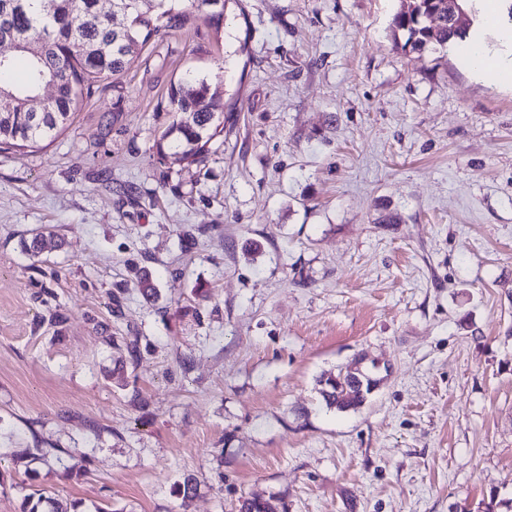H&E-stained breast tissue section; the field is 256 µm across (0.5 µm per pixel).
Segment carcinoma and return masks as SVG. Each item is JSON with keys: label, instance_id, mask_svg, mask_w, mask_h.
<instances>
[{"label": "carcinoma", "instance_id": "cac0c4a2", "mask_svg": "<svg viewBox=\"0 0 512 512\" xmlns=\"http://www.w3.org/2000/svg\"><path fill=\"white\" fill-rule=\"evenodd\" d=\"M228 0H0V40L19 45L15 54L0 60V149L24 150L63 131L83 97L92 96L98 83L118 78L127 58L152 37L166 31L190 29L196 12L211 8V17H224ZM440 0H412L408 10L393 19L395 33L405 36L403 48L421 51L463 39L471 26L457 27L448 14L438 12ZM120 15L126 24L116 27ZM50 84L54 93L41 95ZM175 118L157 144L160 160L200 163L211 140L223 131L222 92L205 77L180 80L170 95ZM53 233L38 231L27 248L43 251ZM381 379L366 370L354 376L337 370L323 373L319 394L329 409L347 412L360 408ZM69 512L68 506L39 495L27 496L22 512ZM239 512H286L280 498L244 497Z\"/></svg>", "mask_w": 512, "mask_h": 512}]
</instances>
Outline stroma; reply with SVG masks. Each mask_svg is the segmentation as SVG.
Returning <instances> with one entry per match:
<instances>
[{
	"label": "stroma",
	"mask_w": 512,
	"mask_h": 512,
	"mask_svg": "<svg viewBox=\"0 0 512 512\" xmlns=\"http://www.w3.org/2000/svg\"><path fill=\"white\" fill-rule=\"evenodd\" d=\"M400 6L201 10L54 141L0 151V512L34 492L80 512L512 498V87L402 49ZM189 74L223 79L224 130L162 165ZM361 356L383 383L327 409L319 377ZM239 512H286L285 504L280 498L269 496L244 497L239 503Z\"/></svg>",
	"instance_id": "35a3bbf8"
}]
</instances>
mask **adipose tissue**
I'll return each instance as SVG.
<instances>
[{
	"label": "adipose tissue",
	"instance_id": "1",
	"mask_svg": "<svg viewBox=\"0 0 512 512\" xmlns=\"http://www.w3.org/2000/svg\"><path fill=\"white\" fill-rule=\"evenodd\" d=\"M481 15L489 31L497 38L496 44H474L468 40L453 39L448 48L463 59L469 71L479 78H497L498 82L512 83V23L503 17L501 0H481Z\"/></svg>",
	"mask_w": 512,
	"mask_h": 512
}]
</instances>
